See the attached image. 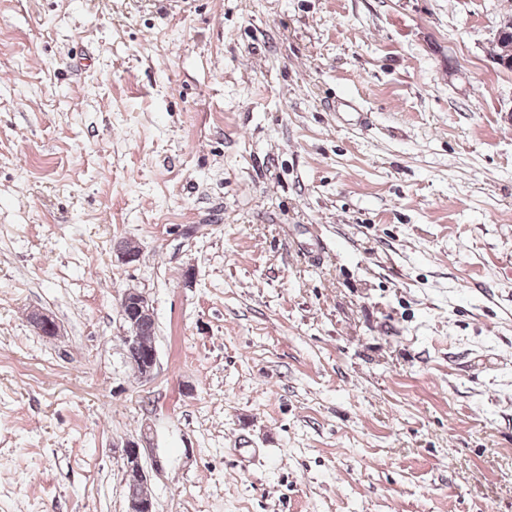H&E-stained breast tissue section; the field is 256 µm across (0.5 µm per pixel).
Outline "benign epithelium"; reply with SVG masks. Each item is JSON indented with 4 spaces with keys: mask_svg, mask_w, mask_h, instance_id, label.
Returning a JSON list of instances; mask_svg holds the SVG:
<instances>
[{
    "mask_svg": "<svg viewBox=\"0 0 512 512\" xmlns=\"http://www.w3.org/2000/svg\"><path fill=\"white\" fill-rule=\"evenodd\" d=\"M512 27V19L503 20L496 29L489 43L487 54L491 61L500 64L503 60L512 58V47L500 42L502 32ZM119 259L124 264H132L139 258L140 247L129 240L117 244ZM119 311L126 326V336L123 337L127 362L144 380L153 376L157 364L155 345H141V323L154 319V310L148 297L137 290L127 289L119 300ZM29 321L36 332L45 337H55L60 334V326L53 316L45 311L36 310L29 316ZM127 487L126 512H153V503L141 494V487L146 485L153 474L162 470V460L153 454L150 440L147 436L141 439L128 440L121 451Z\"/></svg>",
    "mask_w": 512,
    "mask_h": 512,
    "instance_id": "1",
    "label": "benign epithelium"
}]
</instances>
